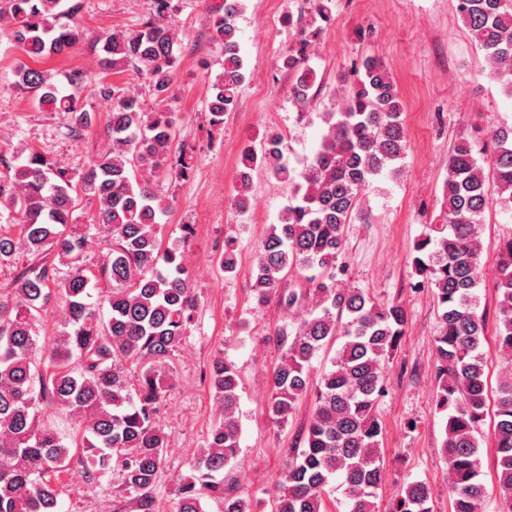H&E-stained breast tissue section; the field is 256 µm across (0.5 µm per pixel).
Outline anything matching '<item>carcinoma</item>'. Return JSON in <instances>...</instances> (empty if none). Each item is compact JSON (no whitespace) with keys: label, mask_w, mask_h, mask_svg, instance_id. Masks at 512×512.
Returning <instances> with one entry per match:
<instances>
[{"label":"carcinoma","mask_w":512,"mask_h":512,"mask_svg":"<svg viewBox=\"0 0 512 512\" xmlns=\"http://www.w3.org/2000/svg\"><path fill=\"white\" fill-rule=\"evenodd\" d=\"M156 15L137 30L96 39L105 73L128 72L163 99L174 83L177 34L166 21L170 0H156ZM80 0H0V21L33 61L14 69V85L36 96L39 107L68 115L72 131L92 117L81 94L85 77H69L60 91L34 66L80 43L85 30ZM463 25L483 52L503 91L512 97V0H458ZM239 0H224L213 38L224 49V70L211 84L208 111L215 124L237 105L245 79L239 49ZM317 31L282 60L293 74L291 96L299 111L314 99L317 75L306 53ZM98 93L112 101L108 148L76 175L40 152L24 148L13 162L0 160V205L14 223L0 226V267L23 254L12 286L0 290V512H62V476L74 472L93 484L117 467L123 491L138 512H156L152 495L167 448L155 415L166 392L161 370L183 346L199 306L184 251L158 236L171 210L151 175L188 176V164L169 161L174 131L168 113L146 111L138 96L101 78ZM397 86L377 59L365 58L342 102L326 113L327 129L312 161L289 169L283 138L267 132L241 154L235 207L250 206L252 172L293 186L294 196L260 241L251 284L254 299L302 312L293 329L278 330L280 360L272 373L268 413L288 423L310 387L313 360L340 342L318 375L317 406L287 462L271 512H328L329 489L342 490L346 512H378L377 490L386 476L377 414L384 391V362L396 350L407 313L380 303L367 290L342 282L349 225L369 223L361 194L383 172L402 174L410 144L400 120ZM490 168L478 163L470 143L448 155L442 224L414 244L412 265L437 303L435 336L437 407L447 412L442 452L448 462L453 512H483L482 455L476 436L487 403L484 344L486 314L479 311L483 242L479 218L493 202L512 210V128L491 133ZM497 188L492 197L488 182ZM92 210L93 223L75 212ZM105 239L95 268L84 250ZM496 292V345L506 359L500 376L494 427L495 467L505 507L512 508V236L500 242ZM63 299L55 332L40 338L54 294ZM209 388L219 417L175 480L178 512H206L217 497L223 512H255L256 502L224 489V471L240 464V375L215 358ZM65 418L69 442L58 429ZM427 482L404 483L393 512H432Z\"/></svg>","instance_id":"obj_1"}]
</instances>
